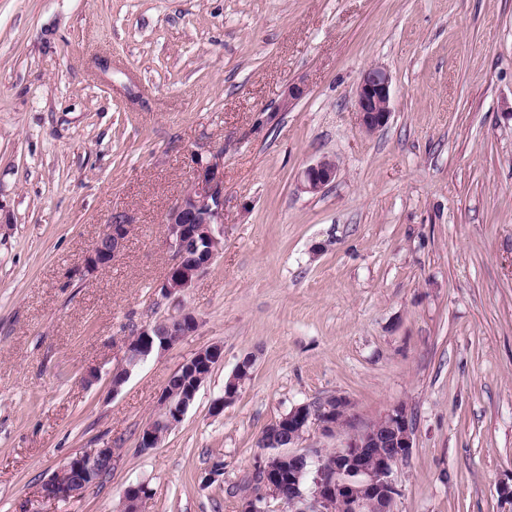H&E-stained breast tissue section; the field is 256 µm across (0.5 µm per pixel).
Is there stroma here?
<instances>
[{"label":"stroma","mask_w":512,"mask_h":512,"mask_svg":"<svg viewBox=\"0 0 512 512\" xmlns=\"http://www.w3.org/2000/svg\"><path fill=\"white\" fill-rule=\"evenodd\" d=\"M373 65L392 115L365 133ZM219 154L198 328L113 389L129 337L171 312L163 218ZM323 156L335 180L302 191ZM115 215L124 250L85 271ZM214 343L182 422L141 449L169 377ZM332 396L357 430L411 416L394 512H512V0H0V512H117L139 481L147 512H239L263 429ZM107 444L108 476L41 500ZM392 79L380 66L367 68L361 78L355 99V109L362 131L374 132L384 127L392 114ZM337 171L335 161L321 157L300 172L298 177L300 188L308 193H319L335 180ZM245 362H248L249 364L252 365V361L250 359H244L242 362L239 363L234 374L229 379L228 384L224 385V396L217 399L213 403V409L215 412L220 413L224 411V407L228 404H231L238 397L240 388L242 387V385H244L246 380H248L251 377V374L242 376V370L245 369ZM114 448L103 446L77 454L67 461L40 488L41 497L66 502L97 483L112 468Z\"/></svg>","instance_id":"stroma-1"}]
</instances>
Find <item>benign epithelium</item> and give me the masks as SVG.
Returning <instances> with one entry per match:
<instances>
[{"label":"benign epithelium","mask_w":512,"mask_h":512,"mask_svg":"<svg viewBox=\"0 0 512 512\" xmlns=\"http://www.w3.org/2000/svg\"><path fill=\"white\" fill-rule=\"evenodd\" d=\"M392 79L380 66L367 68L361 78L355 99L359 126L365 132L384 127L392 114ZM335 161L321 157L299 174L300 188L319 193L336 178ZM166 239L174 253V263L159 284L162 295L170 299L174 312L166 319L149 323L136 330L125 344L119 367L111 376L112 390L129 378L132 368L159 350L169 349L197 326L196 316L186 308L184 297L197 279L213 263L224 238V165L196 159V176L191 185L169 208L165 218ZM128 225L118 216L112 217L105 233L87 251L83 265L95 271L112 264L123 250ZM224 358L220 345L206 347L184 362L178 375H192L196 382L172 387L167 381L161 395L162 411L143 428L139 447L155 448L183 419L193 402L200 381ZM239 363L224 386V396L213 403L220 413L239 395L249 376L242 375ZM350 403L342 396L324 402L303 403L266 428L261 445L268 454L258 463L255 491L241 500L240 512H269L272 500L281 502L290 512H393L399 495L395 468L409 460L413 448L411 419L402 406L388 411L378 420L356 431L332 456L335 470H323L324 452L310 448L293 452L312 428L325 434L348 423ZM114 448L103 446L77 454L67 461L40 488L41 497L66 502L97 483L112 468ZM152 492L148 484L138 482L126 486L122 504L132 503L130 512H146Z\"/></svg>","instance_id":"benign-epithelium-1"}]
</instances>
